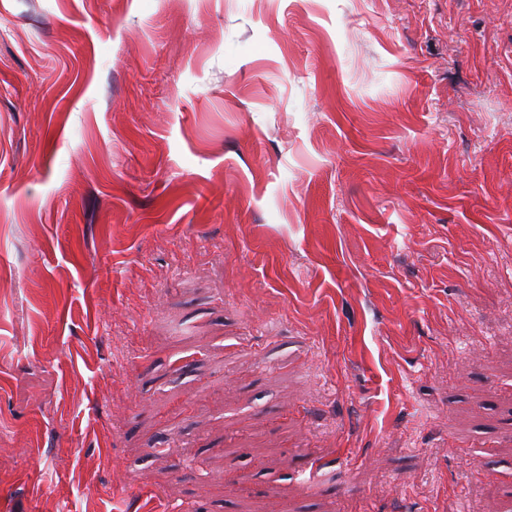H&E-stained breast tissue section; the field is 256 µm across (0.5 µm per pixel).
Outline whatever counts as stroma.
<instances>
[{"instance_id":"1","label":"stroma","mask_w":512,"mask_h":512,"mask_svg":"<svg viewBox=\"0 0 512 512\" xmlns=\"http://www.w3.org/2000/svg\"><path fill=\"white\" fill-rule=\"evenodd\" d=\"M512 512V0H0V512Z\"/></svg>"}]
</instances>
